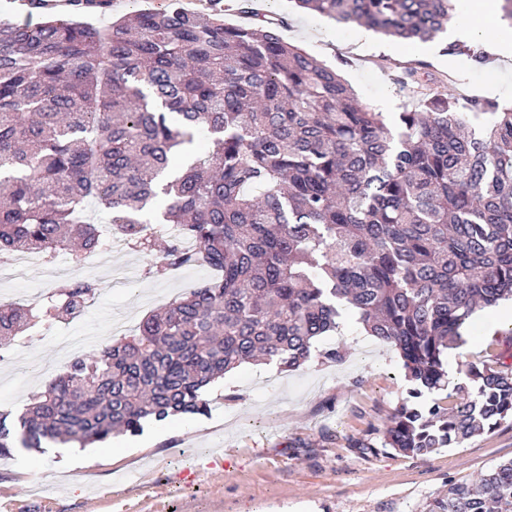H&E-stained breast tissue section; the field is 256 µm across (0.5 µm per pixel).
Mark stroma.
Instances as JSON below:
<instances>
[{"mask_svg":"<svg viewBox=\"0 0 512 512\" xmlns=\"http://www.w3.org/2000/svg\"><path fill=\"white\" fill-rule=\"evenodd\" d=\"M253 6L283 19L282 37L336 68L362 105L402 111L409 94L393 77L407 67L448 78L449 94L512 102V58L478 64L446 53L448 35L402 43L292 0ZM67 260L69 280L95 282L97 293L73 319L36 325L0 347V410L12 416L73 361L66 339L85 336L84 353L101 350L114 341L115 318L135 329L214 276L202 264L151 273L152 256L126 245ZM468 334L448 353L449 384L491 354L512 365V323L476 319ZM339 344L342 362L314 358L291 374L273 362L241 365L208 392L205 415L151 423L94 448L13 449L0 458V512H428L450 482L476 481L512 459V420L431 455L380 447L378 430L410 388L401 360L353 325L318 346Z\"/></svg>","mask_w":512,"mask_h":512,"instance_id":"35a3bbf8","label":"stroma"}]
</instances>
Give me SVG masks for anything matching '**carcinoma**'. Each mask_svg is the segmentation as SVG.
<instances>
[{"label": "carcinoma", "instance_id": "cac0c4a2", "mask_svg": "<svg viewBox=\"0 0 512 512\" xmlns=\"http://www.w3.org/2000/svg\"><path fill=\"white\" fill-rule=\"evenodd\" d=\"M247 25L168 0L102 27L0 22V257L101 241L95 203L127 245L152 250L147 214L174 228L160 271L202 261L204 285L137 332L72 362L34 394L0 457L50 441L87 448L149 420L203 415L205 390L249 361L305 365L355 321L413 383L383 448H461L512 419V369L473 366L447 403L448 349L512 299V104L416 92L388 116L246 6ZM401 41L444 31L450 0H294ZM492 116L478 131L469 116ZM91 281L51 307L0 305V346L79 313ZM429 512H512V460L448 485Z\"/></svg>", "mask_w": 512, "mask_h": 512}]
</instances>
